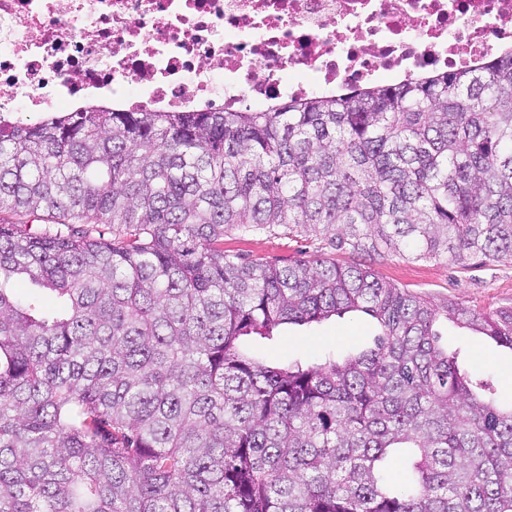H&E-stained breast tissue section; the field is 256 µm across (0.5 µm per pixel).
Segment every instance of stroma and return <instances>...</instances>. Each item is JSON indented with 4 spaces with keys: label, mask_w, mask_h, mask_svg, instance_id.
Returning a JSON list of instances; mask_svg holds the SVG:
<instances>
[{
    "label": "stroma",
    "mask_w": 512,
    "mask_h": 512,
    "mask_svg": "<svg viewBox=\"0 0 512 512\" xmlns=\"http://www.w3.org/2000/svg\"><path fill=\"white\" fill-rule=\"evenodd\" d=\"M224 248L248 260L262 259L278 265L297 260H325L343 266L366 263L378 278L438 305L453 301L481 311L512 307L510 260L492 263L472 260L462 266L446 261H415L391 254L369 261L363 255L338 251L315 239L265 232L226 234ZM437 329L441 344L456 353L462 367L489 379L500 401H512V350L449 321H439ZM376 333L372 319L360 313L309 326L287 327L274 347L262 344L258 350L281 359L314 357L335 350L360 351L373 347Z\"/></svg>",
    "instance_id": "stroma-1"
}]
</instances>
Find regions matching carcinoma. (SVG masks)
Segmentation results:
<instances>
[{"mask_svg": "<svg viewBox=\"0 0 512 512\" xmlns=\"http://www.w3.org/2000/svg\"><path fill=\"white\" fill-rule=\"evenodd\" d=\"M3 212L0 512H512V403L435 329L512 350V308L224 250L512 260V54L265 111L0 120ZM353 312L368 350L251 351Z\"/></svg>", "mask_w": 512, "mask_h": 512, "instance_id": "cac0c4a2", "label": "carcinoma"}]
</instances>
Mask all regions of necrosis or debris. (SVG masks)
Segmentation results:
<instances>
[{
    "mask_svg": "<svg viewBox=\"0 0 512 512\" xmlns=\"http://www.w3.org/2000/svg\"><path fill=\"white\" fill-rule=\"evenodd\" d=\"M512 51V0H0V117L233 111Z\"/></svg>",
    "mask_w": 512,
    "mask_h": 512,
    "instance_id": "necrosis-or-debris-1",
    "label": "necrosis or debris"
}]
</instances>
